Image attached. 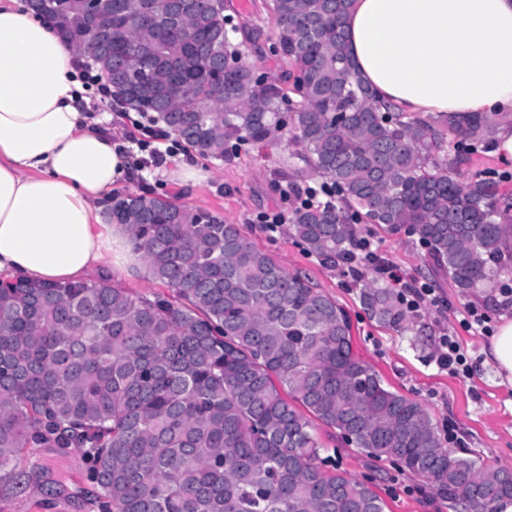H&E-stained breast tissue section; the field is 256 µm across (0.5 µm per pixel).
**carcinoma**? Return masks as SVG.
Listing matches in <instances>:
<instances>
[{
  "label": "carcinoma",
  "mask_w": 512,
  "mask_h": 512,
  "mask_svg": "<svg viewBox=\"0 0 512 512\" xmlns=\"http://www.w3.org/2000/svg\"><path fill=\"white\" fill-rule=\"evenodd\" d=\"M350 0H272L277 52L291 87L254 78L224 5L198 0L181 25L168 0H112L89 18L78 0H40L80 56L104 31L98 74L123 108L142 111L215 161L273 141L331 183L339 203L297 206L289 233L322 263L354 255L353 218L403 228L434 275L487 294L512 262V202L493 182L460 179L491 121L411 118L380 104L356 73L343 20ZM106 220L169 295L108 279L0 281V472L26 448H82L103 512H386L370 485L321 457L322 425L367 457L394 459L449 502L475 512L512 498V469L479 466L442 446L418 402L354 355L348 313L290 272L237 224L149 193L116 194ZM360 302L401 330L408 309L372 278Z\"/></svg>",
  "instance_id": "cac0c4a2"
}]
</instances>
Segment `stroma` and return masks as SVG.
Masks as SVG:
<instances>
[{"instance_id": "35a3bbf8", "label": "stroma", "mask_w": 512, "mask_h": 512, "mask_svg": "<svg viewBox=\"0 0 512 512\" xmlns=\"http://www.w3.org/2000/svg\"><path fill=\"white\" fill-rule=\"evenodd\" d=\"M224 6L239 26L234 39L244 43L246 59L256 74L270 80L287 79L271 49L276 35L270 0H224ZM287 163V150L263 143L244 144L221 162L192 150L181 151L168 155L161 167L143 169L136 180L120 185L119 190L148 191L240 225L279 264L306 274L348 311L355 355L393 390L419 401L439 436L448 437L449 448L481 465L512 467V386L497 384L484 363L488 337L460 324L465 306L471 303L468 297L433 276L426 249L406 232L363 224L360 236L377 243L382 257L404 276L428 282L444 299L440 307L422 306L403 331L369 320L359 300L362 281L344 276L341 268L323 265L288 231L271 237L257 224L260 214L289 212L296 205L294 198L284 197L286 184L278 177ZM184 169L192 170L191 180L180 178ZM446 334L457 337L470 367L468 376H455L438 367L437 346ZM319 436L326 456L353 478L375 485L387 512H452L431 483L401 474L391 462L371 461L334 431L323 428ZM21 469L16 483L0 484V512H100V490L87 476L83 449L29 448Z\"/></svg>"}]
</instances>
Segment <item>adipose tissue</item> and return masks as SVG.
Listing matches in <instances>:
<instances>
[{
  "mask_svg": "<svg viewBox=\"0 0 512 512\" xmlns=\"http://www.w3.org/2000/svg\"><path fill=\"white\" fill-rule=\"evenodd\" d=\"M348 53L364 83L404 111L491 117L512 170V0H352ZM76 52L22 0H0V272L66 281L123 260L102 212L132 166L89 115ZM512 385V318L484 350Z\"/></svg>",
  "mask_w": 512,
  "mask_h": 512,
  "instance_id": "obj_1",
  "label": "adipose tissue"
}]
</instances>
